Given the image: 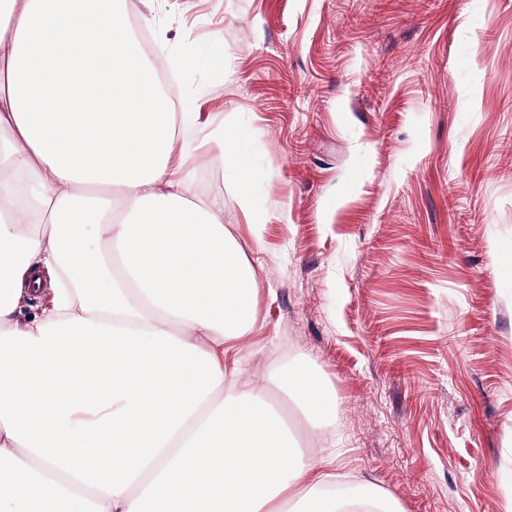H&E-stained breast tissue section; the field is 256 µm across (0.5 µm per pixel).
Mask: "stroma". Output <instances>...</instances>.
<instances>
[{
  "instance_id": "35a3bbf8",
  "label": "stroma",
  "mask_w": 512,
  "mask_h": 512,
  "mask_svg": "<svg viewBox=\"0 0 512 512\" xmlns=\"http://www.w3.org/2000/svg\"><path fill=\"white\" fill-rule=\"evenodd\" d=\"M160 27L178 110L252 171L196 172L258 272L225 363L332 385L337 480L512 512V0H167Z\"/></svg>"
}]
</instances>
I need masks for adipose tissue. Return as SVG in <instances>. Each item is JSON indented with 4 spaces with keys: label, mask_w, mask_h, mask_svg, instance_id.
<instances>
[{
    "label": "adipose tissue",
    "mask_w": 512,
    "mask_h": 512,
    "mask_svg": "<svg viewBox=\"0 0 512 512\" xmlns=\"http://www.w3.org/2000/svg\"><path fill=\"white\" fill-rule=\"evenodd\" d=\"M127 0H0V512H397L337 491L332 388L239 381L258 282L127 27ZM50 299L22 317L31 288Z\"/></svg>",
    "instance_id": "adipose-tissue-1"
}]
</instances>
